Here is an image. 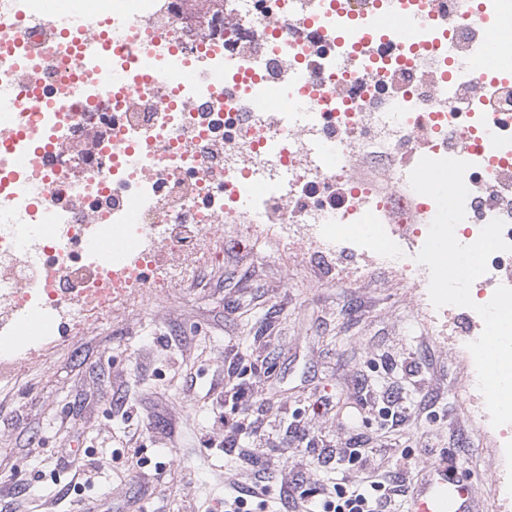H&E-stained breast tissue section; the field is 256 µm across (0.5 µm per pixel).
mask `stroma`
I'll return each mask as SVG.
<instances>
[{"instance_id": "obj_1", "label": "stroma", "mask_w": 512, "mask_h": 512, "mask_svg": "<svg viewBox=\"0 0 512 512\" xmlns=\"http://www.w3.org/2000/svg\"><path fill=\"white\" fill-rule=\"evenodd\" d=\"M417 316L384 274L351 282L264 242L225 248L0 381V512H222L225 486L258 472L270 501L285 481L388 479V512H405L442 455L475 483L474 512H495L461 367ZM220 416L243 418L240 448L208 445Z\"/></svg>"}]
</instances>
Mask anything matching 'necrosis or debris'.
<instances>
[{
    "label": "necrosis or debris",
    "mask_w": 512,
    "mask_h": 512,
    "mask_svg": "<svg viewBox=\"0 0 512 512\" xmlns=\"http://www.w3.org/2000/svg\"><path fill=\"white\" fill-rule=\"evenodd\" d=\"M84 16L81 34L62 37L49 16L58 2ZM423 12L414 39L398 41L379 21L390 0H0V85L25 103L0 137L24 129L29 163L15 170L7 208L31 224L44 208L58 214L30 241L0 223V380L53 348L71 317L107 315L135 299L188 280L217 257L210 235L266 240L301 249L348 279L386 271L420 300L430 324L448 329L466 371L461 393L497 452V507L512 505V424L489 426L469 342L483 329L472 308H434L430 272L416 261L435 202L416 193L409 174L424 157L468 162L469 194L457 240L474 243L490 221L512 243V58L499 73L453 69L457 57L512 41L501 30L512 0H403ZM123 13V45L111 49L113 83L85 69L79 46L99 43L109 12ZM182 69L200 74L178 86ZM210 72L222 73L215 87ZM306 75L312 106L294 86ZM67 134L54 154L31 151L52 126ZM491 137L494 151L477 144ZM44 183L45 206L24 188ZM133 241L134 253L106 266L76 253L87 233ZM512 287V252L497 251L471 286L488 303ZM40 315L41 334L23 349L9 344L20 310Z\"/></svg>",
    "instance_id": "obj_1"
}]
</instances>
